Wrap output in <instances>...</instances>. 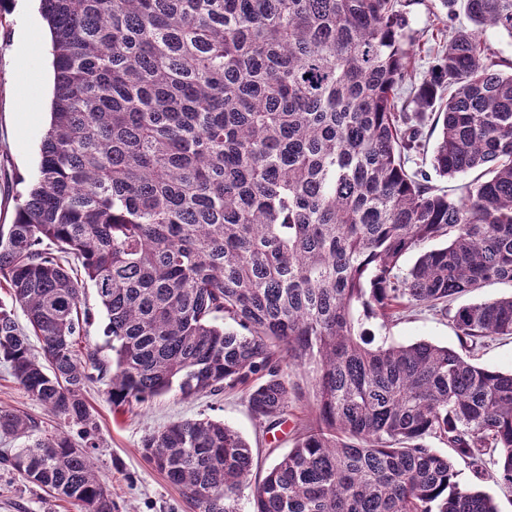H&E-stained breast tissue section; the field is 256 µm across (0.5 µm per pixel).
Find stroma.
<instances>
[{
    "label": "stroma",
    "mask_w": 512,
    "mask_h": 512,
    "mask_svg": "<svg viewBox=\"0 0 512 512\" xmlns=\"http://www.w3.org/2000/svg\"><path fill=\"white\" fill-rule=\"evenodd\" d=\"M405 11L415 38L410 45L413 84L429 74L437 38L431 29L435 15L443 14L440 0H404ZM34 71L29 87H22V68ZM53 91L50 35L38 0H12L8 12L0 16V224L13 223L16 208L30 184L37 178L40 144L49 126V106ZM84 300L91 320L80 349L98 350L111 358L107 345L106 315L93 286H86ZM393 343L428 341L452 349L459 342L446 317L416 309L406 312L387 327ZM88 405L97 425L96 448L91 454L95 470L112 493L118 512H196L180 490L149 465L141 454L149 434L172 422L209 418L237 430L249 443L253 469L264 472L293 446L295 426L312 416L310 407L292 406L285 422L273 430L259 426L251 415L245 390L208 393L181 398L178 391L142 404L127 406L116 413L102 383L89 386ZM0 406L29 415L44 426L60 427V420L45 406L30 397L0 362ZM0 512H81L77 503L48 496L38 487L25 483L16 472L0 469Z\"/></svg>",
    "instance_id": "1"
}]
</instances>
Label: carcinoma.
Listing matches in <instances>:
<instances>
[{"instance_id":"obj_1","label":"carcinoma","mask_w":512,"mask_h":512,"mask_svg":"<svg viewBox=\"0 0 512 512\" xmlns=\"http://www.w3.org/2000/svg\"><path fill=\"white\" fill-rule=\"evenodd\" d=\"M458 1L470 26L404 99L399 0H41L51 120L39 178L0 224V361L83 444L0 406V434L23 440L0 465L115 512L90 460L89 383L116 411L245 387L269 430L296 402L316 417L256 478L221 421L145 438L142 456L198 512H240L251 482L252 512H497L432 446L512 486V371L474 361L512 336V294L453 306L512 284V72L481 40L512 38V0H441L447 17ZM434 106L433 170H481L457 199L405 167ZM77 270L110 361L77 349L90 318ZM417 307L447 316L461 351L376 342L375 321ZM512 287L508 283L491 282L473 294L462 296L456 302L457 305L474 303L484 300L495 299L503 295H509Z\"/></svg>"}]
</instances>
